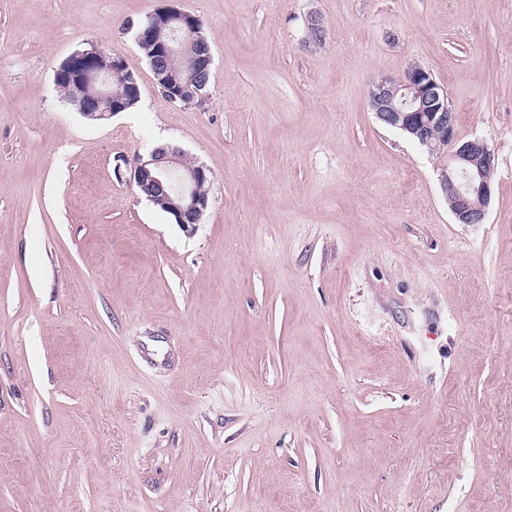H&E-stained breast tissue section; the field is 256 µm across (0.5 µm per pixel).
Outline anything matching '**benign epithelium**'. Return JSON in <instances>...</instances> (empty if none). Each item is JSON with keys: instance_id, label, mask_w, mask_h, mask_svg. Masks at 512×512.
Returning a JSON list of instances; mask_svg holds the SVG:
<instances>
[{"instance_id": "benign-epithelium-1", "label": "benign epithelium", "mask_w": 512, "mask_h": 512, "mask_svg": "<svg viewBox=\"0 0 512 512\" xmlns=\"http://www.w3.org/2000/svg\"><path fill=\"white\" fill-rule=\"evenodd\" d=\"M146 28L137 42L150 35L153 44L151 70L154 84L164 99L180 107H201L208 99L213 58L203 34L192 44L176 40L174 33L192 27L197 16L183 9L180 0H165V5L146 15ZM83 56L94 61L85 70L70 54L57 67L54 82H67L77 96H86L89 84L98 90L87 103L83 117L105 121L120 112L121 96L112 91V76L127 70L119 56L93 46ZM369 104L385 126L408 134L428 152L439 147L448 150V167L442 171L440 186L457 224H481L492 194L494 153L482 139L463 141L458 137L456 115L448 92L434 76L419 65L410 67L400 80L382 78L374 83ZM129 181L146 200L163 206L174 223L189 228L202 223L209 198L201 194L200 184L208 180L210 169L193 165L184 152L172 147H156L127 165Z\"/></svg>"}]
</instances>
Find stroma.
<instances>
[{"mask_svg": "<svg viewBox=\"0 0 512 512\" xmlns=\"http://www.w3.org/2000/svg\"><path fill=\"white\" fill-rule=\"evenodd\" d=\"M160 5L0 0V512H512V0H182L201 108L126 29ZM92 45L142 90L103 122L53 81ZM413 65L494 153L483 223L369 108ZM162 144L195 232L114 173Z\"/></svg>", "mask_w": 512, "mask_h": 512, "instance_id": "stroma-1", "label": "stroma"}]
</instances>
